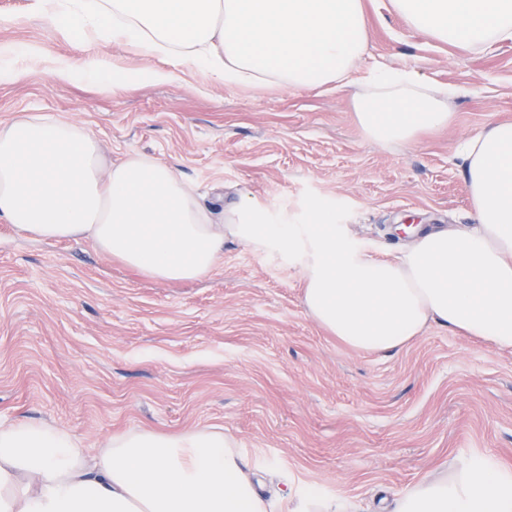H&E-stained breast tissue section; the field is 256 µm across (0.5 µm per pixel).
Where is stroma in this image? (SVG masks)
Instances as JSON below:
<instances>
[{"label": "stroma", "instance_id": "stroma-1", "mask_svg": "<svg viewBox=\"0 0 512 512\" xmlns=\"http://www.w3.org/2000/svg\"><path fill=\"white\" fill-rule=\"evenodd\" d=\"M0 0V48L22 47L0 84V125L22 113L83 123L107 159L167 165L202 202L247 199L274 224L315 206L372 255L408 224H470L458 147L512 120V41L469 51L365 0L360 68L406 67L461 88L447 128L370 140L353 87L253 91L190 69L166 82L59 80L58 62L104 57L129 73L158 59L79 44ZM299 266L233 240L194 280L147 276L86 238L44 242L0 220V421L51 422L96 449L130 430L222 427L272 498L320 487L351 512H383L444 466L483 457L512 473V351L430 326L409 346L347 348L306 312Z\"/></svg>", "mask_w": 512, "mask_h": 512}]
</instances>
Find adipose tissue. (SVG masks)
Wrapping results in <instances>:
<instances>
[{
	"instance_id": "adipose-tissue-1",
	"label": "adipose tissue",
	"mask_w": 512,
	"mask_h": 512,
	"mask_svg": "<svg viewBox=\"0 0 512 512\" xmlns=\"http://www.w3.org/2000/svg\"><path fill=\"white\" fill-rule=\"evenodd\" d=\"M407 23L466 49L512 40V0H390ZM70 41L122 43L163 58L168 81L191 67L207 81L262 90L345 85L368 41L363 0H29ZM357 120L376 140L409 142L451 119L449 88L412 70L368 72ZM460 158L475 221L374 257L328 213L271 224L245 203L205 207L172 168L144 157L106 164L74 122L23 115L0 127V218L42 240L91 239L155 278L216 266L225 240L300 266L310 317L342 344L378 353L428 324L512 349V121H491ZM223 429L130 431L86 452L67 429L0 423V512H276ZM390 512H512V474L478 462L400 494Z\"/></svg>"
}]
</instances>
